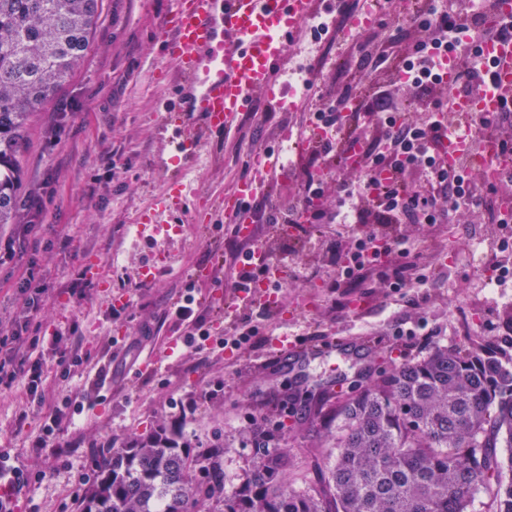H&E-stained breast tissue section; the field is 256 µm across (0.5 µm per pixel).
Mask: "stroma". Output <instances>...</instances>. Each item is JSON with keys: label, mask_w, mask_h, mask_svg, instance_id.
<instances>
[{"label": "stroma", "mask_w": 512, "mask_h": 512, "mask_svg": "<svg viewBox=\"0 0 512 512\" xmlns=\"http://www.w3.org/2000/svg\"><path fill=\"white\" fill-rule=\"evenodd\" d=\"M171 6L172 0H104L103 15L71 81L30 123L23 188L52 193L53 201L45 206L38 249L17 243L13 257L0 262V315L15 309L17 282L33 271L36 284L53 292L52 301L34 315L39 335L75 329L88 355L69 381L70 395L81 396L100 369H110L112 379L101 400L85 403L59 434L58 444L68 448L60 458L51 447L34 456L30 445L41 432L42 415H30L24 427H17L18 395L0 393V451L30 471L19 512H77L94 469L92 445L120 449L160 423L194 447L221 439L230 489L254 461L250 428L264 425L277 446L287 450L293 486L302 490L313 479L314 461L336 434L335 426L316 416L324 382H333L342 399L379 371L437 345H466L474 336L493 340L512 355V278L491 285L484 274L497 262L512 264V249L500 252V228L468 210L459 211L451 224L397 227L429 279L410 292L392 291L375 278L359 288H330L336 277L332 244L367 233V225L319 224L298 238L265 228L260 245L274 262L288 267L285 286L269 291L282 309L256 304L224 317L228 334L250 320L259 329L260 343L229 345L218 353L166 351V340L183 333L169 310L185 284L195 282L202 307L225 304L220 288L227 276L221 263L230 257L232 227L213 220V213L251 175L256 156L278 149L284 135L301 137L303 102L320 108L364 96V85L347 86L346 77L364 72L362 44L391 34L374 24L352 33L343 51L329 52L326 39L298 33L277 77L280 106L271 105L267 92H255L251 111L238 117L229 137L209 141L208 161L197 165L166 151L159 134L158 101L163 91L173 90L176 79L158 37ZM291 70L315 75L305 97L292 95L286 83ZM310 161L309 148L292 150L283 176L268 190L278 211L299 204L293 182ZM184 177L198 196H187L182 210L159 228L132 231L136 211L166 181ZM115 255L122 259L116 267L110 264ZM93 260L106 266L112 289L126 294L125 311L115 312L114 300L96 286L86 300L70 297L73 267ZM150 267L156 270L154 281L141 283L139 273ZM143 325L151 328V339H140ZM283 331L303 347L358 336L370 354L359 363L329 356L288 369L266 357L268 338ZM151 347L164 356L153 370L141 371L139 357ZM209 389L216 398H205Z\"/></svg>", "instance_id": "1"}]
</instances>
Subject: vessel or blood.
<instances>
[{
	"mask_svg": "<svg viewBox=\"0 0 512 512\" xmlns=\"http://www.w3.org/2000/svg\"><path fill=\"white\" fill-rule=\"evenodd\" d=\"M316 0H174L161 31L166 59L179 78L166 112H185L198 121L202 133L221 134L232 129L237 117L252 107V92L272 90L274 74L288 58V47L305 20L316 12ZM482 57L488 71L485 91L457 99L444 142L449 160L470 154L467 129L473 116L501 110L512 96V39L485 44ZM173 152L188 159L200 157L202 141L188 138L181 125L164 127ZM279 153L264 154L255 175L242 181L224 207V217L240 237L252 234L248 206L266 188V180L282 172ZM183 187L170 184L143 210L140 223H157L162 212L182 197ZM273 360L296 367L314 357L287 337L273 342Z\"/></svg>",
	"mask_w": 512,
	"mask_h": 512,
	"instance_id": "1",
	"label": "vessel or blood"
}]
</instances>
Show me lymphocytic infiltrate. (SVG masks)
I'll use <instances>...</instances> for the list:
<instances>
[{
    "instance_id": "1",
    "label": "lymphocytic infiltrate",
    "mask_w": 512,
    "mask_h": 512,
    "mask_svg": "<svg viewBox=\"0 0 512 512\" xmlns=\"http://www.w3.org/2000/svg\"><path fill=\"white\" fill-rule=\"evenodd\" d=\"M498 0H480L470 11L440 0H422L413 12L395 13V20L421 29L423 35L411 45L400 47L399 35H391L376 61L389 64L397 85L415 98L421 120L411 119L400 102L382 86L372 87L361 103L378 134L366 138L347 132L344 146L352 158L356 179L337 178V210L329 213L318 208L315 197L323 193V158L331 145L312 152V164L305 171L298 192L303 198L310 224H342L346 205L358 201L357 223L373 221L375 228L357 241L348 253H337L347 287L355 288L370 277H378L392 288H417L425 283L406 242L395 234L382 232L385 224H446L459 210L488 215L500 226L512 223V214H504L501 201L512 195V170L499 171L496 179L474 178L467 167L448 168V151L437 114L446 112L447 100L477 93L486 78L480 73L483 43L512 36V24H503L497 15ZM454 58L456 75L453 86L441 85L439 67ZM512 124V104L503 111L478 118L472 125L474 150L491 158L512 155V140L500 137L501 125ZM21 300L19 312L9 320H0V390L19 389L25 408L44 416L40 435L32 443L34 452L56 440L61 428L72 420V400L64 389L49 390L43 357L33 356L37 339L29 337V314L48 298L46 288L35 285L33 272L22 274L17 282ZM194 284L185 285L172 314L183 325L181 342L199 350L210 339L206 318L198 310Z\"/></svg>"
}]
</instances>
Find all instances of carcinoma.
<instances>
[{"mask_svg": "<svg viewBox=\"0 0 512 512\" xmlns=\"http://www.w3.org/2000/svg\"><path fill=\"white\" fill-rule=\"evenodd\" d=\"M104 0H0V225L26 223L21 161L30 118L85 56ZM338 436L305 490L289 486L288 452L254 432L256 461L233 491L224 448L194 452L165 427L107 456L78 512H512V367L486 340L436 346L380 372L337 402Z\"/></svg>", "mask_w": 512, "mask_h": 512, "instance_id": "carcinoma-1", "label": "carcinoma"}]
</instances>
